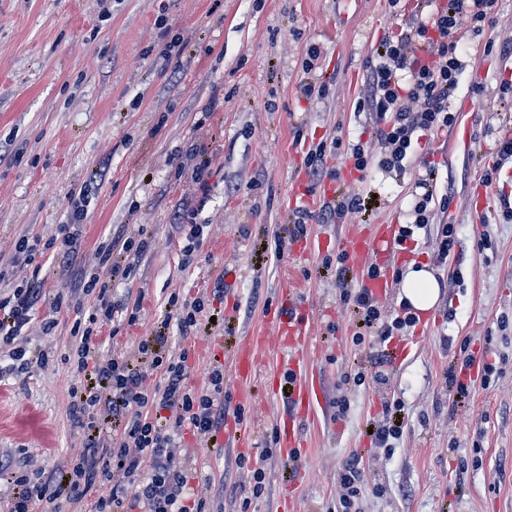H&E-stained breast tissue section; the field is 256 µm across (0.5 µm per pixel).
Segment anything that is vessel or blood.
Masks as SVG:
<instances>
[{
  "label": "vessel or blood",
  "mask_w": 512,
  "mask_h": 512,
  "mask_svg": "<svg viewBox=\"0 0 512 512\" xmlns=\"http://www.w3.org/2000/svg\"><path fill=\"white\" fill-rule=\"evenodd\" d=\"M397 227L393 224H375L370 230L346 237L343 247L357 263L369 261L386 265L388 256L396 248ZM268 316L278 328L279 339L291 352L285 366L276 372L283 379L287 389L288 415L284 419L279 436V446L283 455L298 457L307 446V441L299 431L301 421L311 417L320 399V390L303 377L308 348L305 319L296 306L293 292L282 291L277 305L270 309ZM266 340L257 336L240 349L235 372L239 377L252 376L263 360Z\"/></svg>",
  "instance_id": "b4317fda"
}]
</instances>
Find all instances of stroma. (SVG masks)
<instances>
[{"instance_id": "1", "label": "stroma", "mask_w": 512, "mask_h": 512, "mask_svg": "<svg viewBox=\"0 0 512 512\" xmlns=\"http://www.w3.org/2000/svg\"><path fill=\"white\" fill-rule=\"evenodd\" d=\"M159 19L184 37L180 57L163 70L153 63L162 48ZM395 22L387 0H0V154L10 158L0 164V251L25 229L59 236L68 222L65 196L76 184L90 188L82 255L105 236L144 226L152 245L117 290L142 299L140 320L113 340L127 354L163 316L170 293L192 299L223 285V327L204 324L171 338L189 351L188 385L200 387L221 364L224 399L242 412L243 451L203 448L189 432L183 439L190 497L214 496L220 484L234 482L223 512H238L258 465L265 490L249 512H275L288 493L297 512H333L338 474L354 455L367 489L364 512H512V217L494 209L501 196L512 198V183L498 178L484 202L473 193L489 168L486 148L512 127V100L501 93L512 84V55L503 52L512 47V0H497L483 32L461 31L469 64L450 102L470 104L469 152L435 132L421 138L406 173L360 182L349 175L350 149L360 143L375 153L379 146L373 119L355 105ZM312 47L320 58L309 76L330 87L314 102L299 89ZM323 137L341 141L327 159L337 196L370 192L377 206L336 224L310 219L312 233L331 245L306 256L291 234L299 190L318 184L305 172L299 143ZM202 159L210 162L203 196L193 173ZM429 164L438 169L437 195L453 197L455 245L440 263L433 226L392 256L394 279L410 262L428 265L441 296L401 333L410 350L379 365L374 348L354 345L352 312L324 265L341 253L338 239L407 222L412 184ZM189 207L206 230L187 267L174 219ZM272 225L287 241L278 256L264 250ZM283 288L294 289L306 311L309 368L322 391L315 418L300 425L310 446L292 471L277 443L288 403L270 380L287 351L265 315ZM90 304L80 297L63 309L51 338L29 336L30 357L53 354L48 368L0 383V452L26 449L49 470L77 455L64 358L76 313ZM254 336L267 337L270 354L264 371L242 381L235 356ZM467 351L495 373L487 384L474 376L461 402L448 370L461 367ZM359 371L365 381L357 385ZM339 396L350 402L342 417L331 405ZM393 399L404 407L405 427L387 454L369 429ZM378 487L386 496L375 495Z\"/></svg>"}]
</instances>
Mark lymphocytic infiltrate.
Instances as JSON below:
<instances>
[{"label": "lymphocytic infiltrate", "instance_id": "f902f5d3", "mask_svg": "<svg viewBox=\"0 0 512 512\" xmlns=\"http://www.w3.org/2000/svg\"><path fill=\"white\" fill-rule=\"evenodd\" d=\"M402 0H388L398 29L376 50L366 90L357 102L360 112L372 113L377 126L379 155L363 146L351 152L356 171L371 167L402 174L421 137L451 127L456 115L448 104L465 68L459 31L470 24L482 31L496 0H447L427 11L407 12ZM437 172L428 168L418 176L412 192V222L400 225L401 240L413 239L426 229L447 202H435ZM70 216L63 238L23 231L10 256L0 255V350L9 352L10 364L0 365V382L29 364L47 367L52 358L42 353L28 362L23 348L33 333L51 335L67 295L92 301L88 317L75 318L69 330L74 381L69 387L72 419L81 451L63 467L32 472L26 451L0 453V484L5 485L9 512H34L37 503L55 504V512L91 500L89 512H212L208 499L189 498L188 476L177 461L184 429L217 440L224 428V376L215 369L200 388L187 384L188 350L172 353L169 330L182 336L194 333L204 311L202 299L170 294L156 330L142 337L136 357L105 345L103 333L117 334L139 319V303L116 299V283L131 277L150 246L143 229L119 232L102 239L85 268L75 272L71 291H48L36 270V260L47 252L76 256L82 245V226L88 215L86 186L72 187L67 195ZM340 300L352 308L363 327L379 343L412 325L410 313H382L376 297L364 287L349 285L348 268H336ZM161 370L164 381L147 382V369ZM107 484V493L93 488Z\"/></svg>", "mask_w": 512, "mask_h": 512}]
</instances>
